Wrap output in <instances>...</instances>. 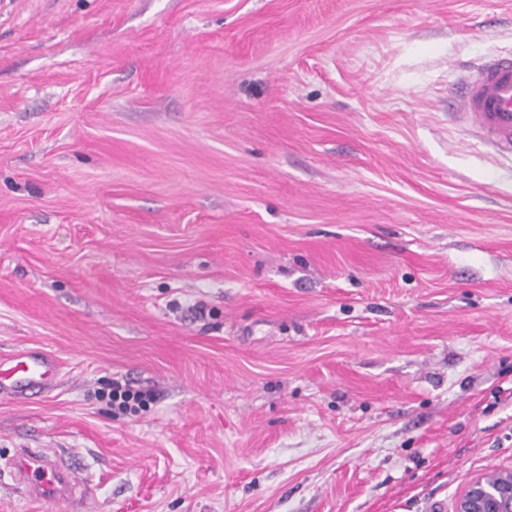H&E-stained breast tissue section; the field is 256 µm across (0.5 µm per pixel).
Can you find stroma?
I'll use <instances>...</instances> for the list:
<instances>
[{
	"label": "stroma",
	"mask_w": 512,
	"mask_h": 512,
	"mask_svg": "<svg viewBox=\"0 0 512 512\" xmlns=\"http://www.w3.org/2000/svg\"><path fill=\"white\" fill-rule=\"evenodd\" d=\"M512 0H0V512H454L512 468ZM152 393L116 416L109 381ZM459 116L503 158H512V56L489 57L463 84ZM58 358L44 349L15 350L0 356V399L27 402L34 395L53 392L59 382ZM10 474L24 494L37 501L75 500L79 485L74 471L46 448H24L7 463Z\"/></svg>",
	"instance_id": "stroma-1"
}]
</instances>
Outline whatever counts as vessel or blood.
I'll return each instance as SVG.
<instances>
[{
  "label": "vessel or blood",
  "instance_id": "obj_1",
  "mask_svg": "<svg viewBox=\"0 0 512 512\" xmlns=\"http://www.w3.org/2000/svg\"><path fill=\"white\" fill-rule=\"evenodd\" d=\"M460 118L501 157H512V56L489 57L463 84ZM58 358L43 349L0 356V399L27 402L53 392L59 382ZM25 495L37 501L73 500L78 481L71 468L44 448H24L7 463Z\"/></svg>",
  "mask_w": 512,
  "mask_h": 512
}]
</instances>
